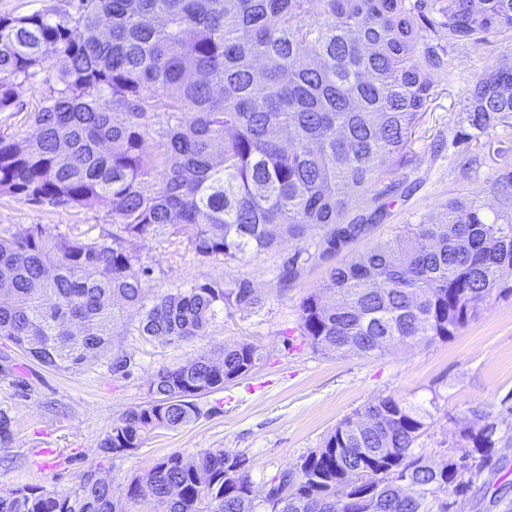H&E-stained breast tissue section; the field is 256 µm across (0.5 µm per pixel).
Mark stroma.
Returning <instances> with one entry per match:
<instances>
[{
  "label": "stroma",
  "mask_w": 512,
  "mask_h": 512,
  "mask_svg": "<svg viewBox=\"0 0 512 512\" xmlns=\"http://www.w3.org/2000/svg\"><path fill=\"white\" fill-rule=\"evenodd\" d=\"M510 46L512 37L506 35L478 47L449 45L452 74L432 73L433 98L394 174L358 196L361 212L367 213L376 206L375 192L384 193L382 219L336 253L322 256L317 232L225 264L203 263L189 252L172 254L154 238L138 242L143 264L153 270L154 290L244 278L260 296L258 305L221 310L204 335L170 343L149 342L133 328L117 327L114 345L136 361L125 377L112 373L106 355L67 371L43 365L0 338V412L10 419L9 435L0 438V491L24 485L64 491L92 469L120 492L163 457L221 448L247 457L261 494L272 477L319 448L341 419L386 396L425 415L428 429L417 450L437 462L458 440L473 410L492 411L498 436L512 437V297L491 301L451 339L371 358L316 352L300 328L303 298L331 268L356 259L399 227L420 223L448 199L468 193L479 197L490 217L512 206V195L500 184L501 173L512 164V127H495L466 143L458 139L476 78ZM33 224H48L63 234L79 228L98 235L108 230L109 218L98 205L64 209L0 195V230L21 234ZM298 251L305 259L300 274L281 286L283 263ZM240 342L259 346L263 362L201 396L198 420L156 431L124 457L101 453L99 444L113 419L143 405L156 371ZM454 510L512 512V447Z\"/></svg>",
  "instance_id": "stroma-1"
}]
</instances>
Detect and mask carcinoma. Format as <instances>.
I'll use <instances>...</instances> for the list:
<instances>
[{"mask_svg": "<svg viewBox=\"0 0 512 512\" xmlns=\"http://www.w3.org/2000/svg\"><path fill=\"white\" fill-rule=\"evenodd\" d=\"M448 42L512 34V0H77L76 15L0 18V112L21 83L48 85L22 136L0 130V195L107 209L112 232L61 235L33 224L0 234V336L50 367L111 355L119 321L146 341L203 335L224 307L259 296L245 278L150 295L134 266L145 237L185 236L201 262L237 260L324 231L322 254L381 208L350 217L358 191L392 171L448 75ZM66 66L54 70L55 58ZM465 121L474 138L512 126V54L479 75ZM512 296V212L490 220L476 196L334 267L300 305L302 335L326 353L381 354L446 341L491 300ZM263 360L251 343L158 370L143 405L100 443L120 458L157 430L196 421V399ZM437 463L414 452L425 415L377 397L322 446L271 479L282 512H451L499 452L493 413ZM261 512L246 459L222 448L172 454L119 495L94 470L65 492H0V512Z\"/></svg>", "mask_w": 512, "mask_h": 512, "instance_id": "1", "label": "carcinoma"}]
</instances>
